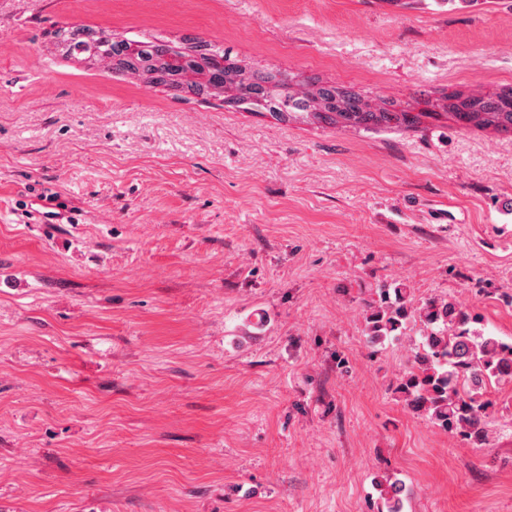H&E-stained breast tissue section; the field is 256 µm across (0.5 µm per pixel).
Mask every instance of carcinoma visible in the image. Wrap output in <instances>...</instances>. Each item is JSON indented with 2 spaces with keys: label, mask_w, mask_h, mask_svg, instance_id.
Listing matches in <instances>:
<instances>
[{
  "label": "carcinoma",
  "mask_w": 512,
  "mask_h": 512,
  "mask_svg": "<svg viewBox=\"0 0 512 512\" xmlns=\"http://www.w3.org/2000/svg\"><path fill=\"white\" fill-rule=\"evenodd\" d=\"M61 45L67 47L66 55L89 59L95 74L136 81L175 99L215 101L238 112L268 114L284 123L391 131L416 128L422 118L437 115L432 110L413 114L394 100L371 111L352 86L280 69L256 70L198 36L156 43L97 25L58 23L47 32L43 51L64 66L57 52ZM505 98L512 100V87L479 97L455 90L444 97L443 115L468 130L489 123L487 114L505 113L512 123V106L501 107ZM376 295L366 330L371 342L380 343L396 337L414 310L403 288L383 285ZM420 318L427 332L396 390L414 412L482 445L487 439L484 418L491 405L486 394L492 385L512 380V343L483 336L471 327L476 318L451 302H429ZM403 494L398 481L381 489L388 512H402Z\"/></svg>",
  "instance_id": "1"
}]
</instances>
